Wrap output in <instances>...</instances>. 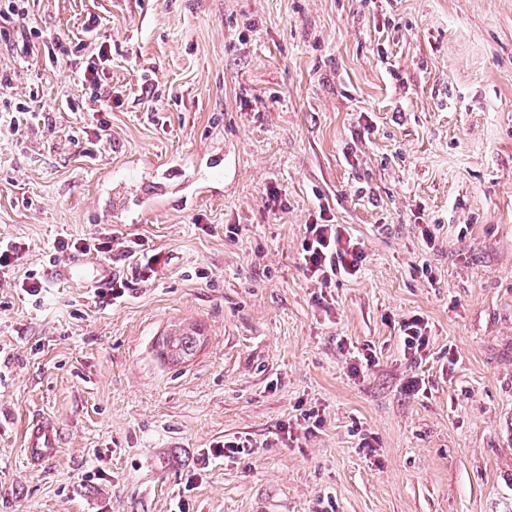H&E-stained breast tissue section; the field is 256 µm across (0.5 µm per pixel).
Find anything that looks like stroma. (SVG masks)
Returning a JSON list of instances; mask_svg holds the SVG:
<instances>
[{
  "instance_id": "1",
  "label": "stroma",
  "mask_w": 512,
  "mask_h": 512,
  "mask_svg": "<svg viewBox=\"0 0 512 512\" xmlns=\"http://www.w3.org/2000/svg\"><path fill=\"white\" fill-rule=\"evenodd\" d=\"M23 25L75 60L107 45L112 110L96 132L62 96L75 61L0 41L35 111L0 132V242L23 248L0 280V512H512V0H35ZM321 217L364 254L324 290L300 260ZM103 229L111 253L59 276L58 239ZM103 273L123 301L94 297ZM182 329L200 344L172 364ZM37 417L61 434L39 468ZM426 326H423V322L420 317L414 316L413 318L406 320L400 326V330L403 333L404 352L413 357L419 355L428 345L429 338L425 336L424 331ZM193 333H178L168 336L162 342V354L172 362H180L189 357L197 345ZM25 454L33 465H43L52 460L60 448V432L50 422H32L26 431Z\"/></svg>"
}]
</instances>
